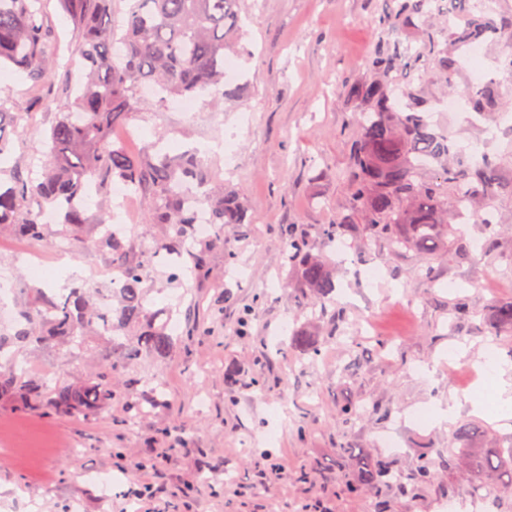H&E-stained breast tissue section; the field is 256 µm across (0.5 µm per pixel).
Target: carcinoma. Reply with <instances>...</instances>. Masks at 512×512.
Returning a JSON list of instances; mask_svg holds the SVG:
<instances>
[{
  "label": "carcinoma",
  "mask_w": 512,
  "mask_h": 512,
  "mask_svg": "<svg viewBox=\"0 0 512 512\" xmlns=\"http://www.w3.org/2000/svg\"><path fill=\"white\" fill-rule=\"evenodd\" d=\"M123 24L116 27L115 0H58L73 33L71 55L78 58L82 73L73 81L71 71L58 75L47 54L54 36L39 0H0V64L8 63L33 82L40 103L54 112L43 146L48 163L38 182L19 168L0 178V232L28 240L44 241L49 225L43 214H54L56 235L74 244L82 242L91 223L87 215V188L111 210L112 185L119 182L141 193L150 202L148 223L159 226L163 239L141 257L133 256V241L126 234L103 232V221L93 225L96 246L109 255L118 286L106 285L92 294L85 285L72 283L61 297H49L38 288L28 299L14 324L0 329V403L23 410L53 411L79 417L112 404V379L106 374L86 379L51 383L18 364L17 352L48 344L72 345L87 334L109 336L112 367L127 365L149 355L166 359L175 344L167 331L168 309L146 307L148 283L154 258L179 255L188 244L202 249L193 256L191 268L169 264L167 279L183 284L205 273V253L224 244V226L243 224L246 204L241 195L219 188L201 198L214 233L195 236L198 213L187 199L191 184L205 186L212 172L195 156L151 153V148L132 154L112 139L113 130L127 125L137 111L142 88L155 85L167 103L186 96L208 99L227 97L224 53L239 44L242 35L240 0H125ZM383 22L396 35L415 25V20L441 13L448 17V38L461 52L472 43L490 37L512 44V20L494 19L479 0H394ZM430 55L453 78L457 62L441 55L434 39H428ZM400 43L378 51L372 60L377 78L345 87L348 98L365 105L357 114V135L350 148L346 179L348 207L330 224L313 232L293 225L285 229L284 262L307 290L311 309L328 319L329 333L340 334V317L328 313L325 301L336 291L334 273L315 244L328 246L350 236L368 246L385 241L393 249H414L432 258L448 246L459 219L489 224L486 208L496 195H512V177L503 174L489 155L471 164L448 136L428 122L415 102L404 103L389 89L391 72L408 65ZM75 92L76 108L60 103V95ZM464 95L474 112L483 118L498 109L494 85H472ZM431 160L435 177L422 182L416 166ZM488 333L512 335V301L489 305ZM292 345L300 352L317 351L315 337L306 329L292 331ZM481 430L460 428L448 441L443 463L463 467L472 490L490 496L483 480L494 474L501 486L512 490V446L479 448ZM434 464L427 458L402 471L385 459H362L347 482L352 492L369 488L378 493L390 487L408 491L433 483Z\"/></svg>",
  "instance_id": "obj_1"
}]
</instances>
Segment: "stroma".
I'll use <instances>...</instances> for the list:
<instances>
[{
	"label": "stroma",
	"mask_w": 512,
	"mask_h": 512,
	"mask_svg": "<svg viewBox=\"0 0 512 512\" xmlns=\"http://www.w3.org/2000/svg\"><path fill=\"white\" fill-rule=\"evenodd\" d=\"M390 6V0H242L249 52L230 60L244 92L187 116L149 98L127 128L116 130L133 152L158 140L173 155L208 145L205 165L244 195L251 221L225 228V247L207 251V275L194 287L173 288L157 277L149 306L194 311L202 325L191 334L178 322L176 345L163 363L145 356L113 368L112 347L100 336L81 350L47 345L21 353L36 375L51 380L109 372L115 396L85 419L0 405V512H136L128 495L135 482L162 487L150 512H443L450 496L455 512H512V495L473 505L466 476L439 464L433 485L379 496L348 494L354 460L335 466L344 448L355 449L357 458L382 455L378 437L387 431L403 449L397 462L405 470L423 456L437 461L469 423L486 430L484 446L512 445V420L467 399L482 394V383L465 368L448 369L457 346L466 347L471 363L503 347L485 326L489 305L512 297V197H496L491 227L465 226L457 240L471 253L463 259L448 249L428 264L415 251L383 242L337 253L336 293L327 308L343 314L346 332L335 340L327 322H313L304 291L282 261L285 225L312 229L348 205L343 170L358 108L343 87L372 79L379 46L397 42L411 55L430 34L439 47L448 44L439 15L421 21L413 37L396 39L378 23ZM504 53L501 41L482 45L487 76L512 110ZM472 82L466 67L446 81L428 58L403 84L449 139L495 156L512 175V121L489 124L471 120L466 109L446 108ZM2 96L11 101L7 163L38 179L48 161L42 141L51 115L15 69L0 68ZM228 135L236 150L230 168L220 149ZM491 230L495 251L473 250ZM230 250L237 255L233 265L226 262ZM74 266L89 288L113 277L92 241L67 247L59 238L0 235V275L14 286L11 309L34 285L59 294ZM229 294L234 304L211 321ZM460 297L472 308L462 324L450 318ZM304 323L319 342L318 357L290 346L293 328ZM453 394L461 401L450 424L409 422V414L430 416ZM345 405L359 407L354 423L339 417Z\"/></svg>",
	"instance_id": "1"
}]
</instances>
